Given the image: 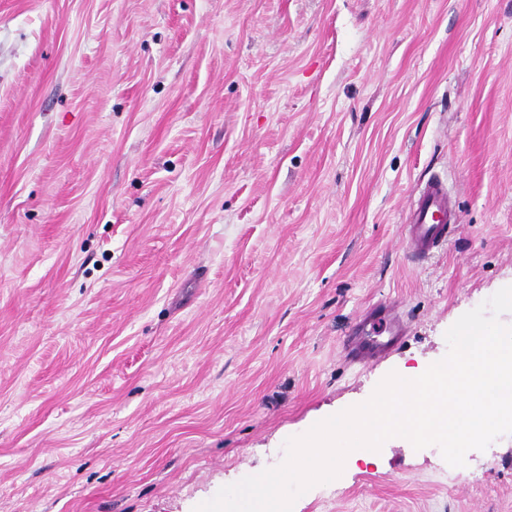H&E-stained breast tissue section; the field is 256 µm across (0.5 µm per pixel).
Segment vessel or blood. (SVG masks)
<instances>
[{
    "mask_svg": "<svg viewBox=\"0 0 512 512\" xmlns=\"http://www.w3.org/2000/svg\"><path fill=\"white\" fill-rule=\"evenodd\" d=\"M457 218L442 180H428L418 191L417 199L405 224V243L409 252L427 259L435 250L447 245L453 235ZM401 325L383 329L372 324L364 329L357 341L362 359L380 356L398 345L402 336Z\"/></svg>",
    "mask_w": 512,
    "mask_h": 512,
    "instance_id": "obj_1",
    "label": "vessel or blood"
}]
</instances>
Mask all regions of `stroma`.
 Masks as SVG:
<instances>
[{
	"mask_svg": "<svg viewBox=\"0 0 512 512\" xmlns=\"http://www.w3.org/2000/svg\"><path fill=\"white\" fill-rule=\"evenodd\" d=\"M509 285L512 0H0V512H194ZM376 457L293 512H512V433ZM457 218L441 179L428 180L418 190V196L405 224V243L409 252L428 259L447 245L453 235ZM362 332L363 335L359 336L356 348L361 353L362 360H369L397 346L403 329L399 323L384 328L380 324L373 323L368 328L363 329ZM385 332L390 333V336L387 340L380 339L379 337Z\"/></svg>",
	"mask_w": 512,
	"mask_h": 512,
	"instance_id": "35a3bbf8",
	"label": "stroma"
}]
</instances>
